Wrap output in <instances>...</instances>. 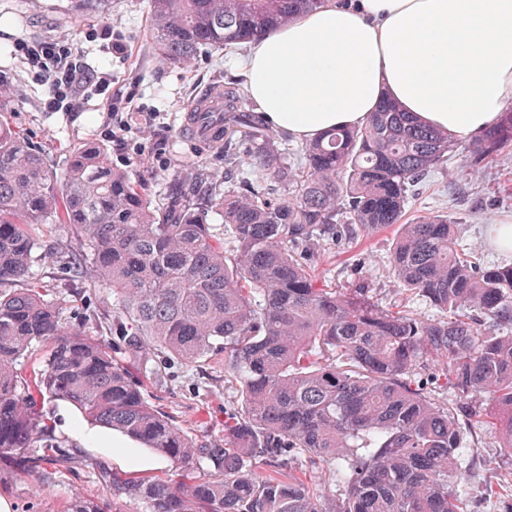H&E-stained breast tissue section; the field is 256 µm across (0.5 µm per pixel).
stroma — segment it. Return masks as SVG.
<instances>
[{
	"label": "stroma",
	"mask_w": 512,
	"mask_h": 512,
	"mask_svg": "<svg viewBox=\"0 0 512 512\" xmlns=\"http://www.w3.org/2000/svg\"><path fill=\"white\" fill-rule=\"evenodd\" d=\"M150 27L147 0H102L96 10L81 14L71 0H0V81L8 83L14 94L7 114L11 126L57 169L63 167L73 144L92 140L104 145L113 167L138 180L157 205L166 203L175 188L192 199L203 197L208 175L226 178L248 191L256 187L276 198L287 195L281 183H255L250 174L252 145L241 135H234L229 159L223 148L201 150L181 138V116L202 88L241 90L245 83L224 54L200 55L188 68L163 63L152 47ZM59 36L67 38L73 55L88 70L106 73L109 85L103 94L82 95L78 107L70 111L48 112L43 108L47 85L16 55L15 47L24 40ZM116 41L123 44V52L113 50ZM115 99L129 101L139 123L148 124V137L119 126L109 109ZM443 212L457 224L464 250L478 253L489 266L512 264V251L495 243L497 226L512 225V144L467 170L460 156L450 157L417 187L403 220L410 223ZM33 234L40 252L52 254L53 259L35 264L30 278L60 302L66 325L106 339L118 357L130 359L149 402L190 436L202 441L223 437L225 418L241 411L238 388L225 379L223 367L197 370L152 353L129 358L112 325L111 289L71 271L68 248L76 243L72 227L38 225ZM397 234L393 225L366 237L352 235L330 245L308 246V263L318 285L337 289L363 285L382 308L401 309L429 321L442 319L440 309L396 282L390 252ZM412 377L427 381L436 405L461 406L458 393L440 377L435 357H423ZM41 408L53 445L63 453L91 459L93 465L59 460L39 481L13 465L0 464V500L9 503L10 512H66L73 496L105 497L96 472L100 465L122 474L170 476L171 466L164 458L132 449L127 442L119 447L99 442V428L84 422L69 404L46 401ZM460 425L458 466L465 477L456 485L457 494L469 512H512V460L495 446L486 421L464 418ZM282 476L308 483L325 500L342 491L327 468L302 456L283 467Z\"/></svg>",
	"instance_id": "35a3bbf8"
}]
</instances>
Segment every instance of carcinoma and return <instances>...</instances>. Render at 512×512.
<instances>
[{
  "label": "carcinoma",
  "mask_w": 512,
  "mask_h": 512,
  "mask_svg": "<svg viewBox=\"0 0 512 512\" xmlns=\"http://www.w3.org/2000/svg\"><path fill=\"white\" fill-rule=\"evenodd\" d=\"M324 0H149L151 40L167 64L256 39ZM258 144L269 126L237 91L224 92V132ZM512 143V111L471 140L472 167ZM459 142L385 100L359 128L333 129L305 144L296 162L254 155L253 173L288 183V196L245 194L211 182L200 203L153 206L141 184L112 168L107 151L78 142L58 172L0 120V285L28 281L38 261L37 224L77 231V268L112 289L116 330L133 353L160 352L187 367L224 365L239 387L243 417L224 438L199 442L145 397L108 344L61 321L35 287L0 294V461L46 471L37 400L22 393L16 366L48 347L36 382L42 399L73 405L90 424L161 455L181 475L102 472L112 499L146 512H466L454 490L461 427L414 384L420 358L472 415L492 420L496 447L512 457V264L489 267L459 248L444 214L402 223L413 188ZM237 242L224 253L211 215ZM399 224L390 264L407 290L447 313L424 321L381 308L363 286L320 288L301 249ZM298 455L329 467L343 493L326 509L300 480L259 469ZM68 512H111L77 495Z\"/></svg>",
  "instance_id": "cac0c4a2"
}]
</instances>
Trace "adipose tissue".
I'll use <instances>...</instances> for the list:
<instances>
[{"instance_id": "obj_1", "label": "adipose tissue", "mask_w": 512, "mask_h": 512, "mask_svg": "<svg viewBox=\"0 0 512 512\" xmlns=\"http://www.w3.org/2000/svg\"><path fill=\"white\" fill-rule=\"evenodd\" d=\"M238 69L267 123L303 143L364 126L385 95L467 140L512 106V0H325Z\"/></svg>"}]
</instances>
